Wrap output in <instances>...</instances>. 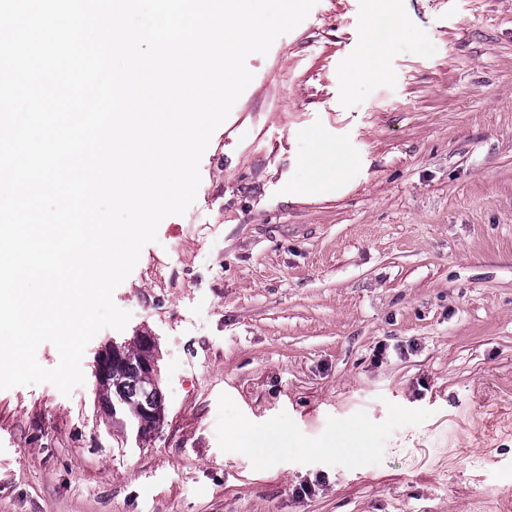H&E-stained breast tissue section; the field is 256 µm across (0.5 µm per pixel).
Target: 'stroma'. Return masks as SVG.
Segmentation results:
<instances>
[{"mask_svg":"<svg viewBox=\"0 0 512 512\" xmlns=\"http://www.w3.org/2000/svg\"><path fill=\"white\" fill-rule=\"evenodd\" d=\"M368 9L318 0L247 57L83 384L0 390V512H512V0H392L381 78L348 87ZM320 131L366 168L291 199ZM142 334L165 406L144 437L94 375Z\"/></svg>","mask_w":512,"mask_h":512,"instance_id":"1","label":"stroma"}]
</instances>
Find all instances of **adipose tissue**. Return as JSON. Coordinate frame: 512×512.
I'll return each mask as SVG.
<instances>
[{
  "label": "adipose tissue",
  "mask_w": 512,
  "mask_h": 512,
  "mask_svg": "<svg viewBox=\"0 0 512 512\" xmlns=\"http://www.w3.org/2000/svg\"><path fill=\"white\" fill-rule=\"evenodd\" d=\"M387 16L384 0H374L367 18V36L358 57L345 74L347 84L355 85L376 78L382 72L387 33L383 22ZM305 162L314 171L313 178L304 184H292L289 194H326L343 192L352 186V174L358 166L357 160L347 155L340 143L326 134L316 133L311 137V146Z\"/></svg>",
  "instance_id": "ef3b65f1"
}]
</instances>
